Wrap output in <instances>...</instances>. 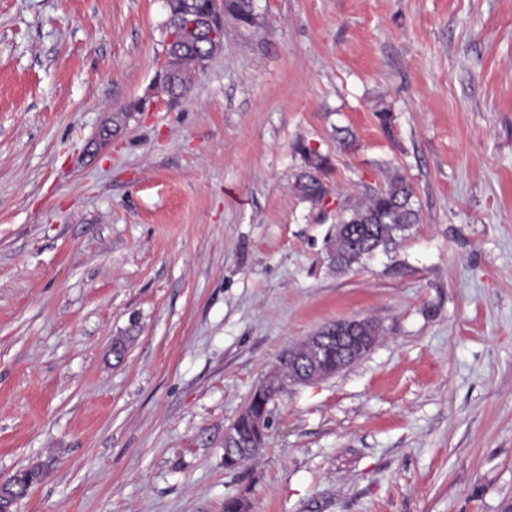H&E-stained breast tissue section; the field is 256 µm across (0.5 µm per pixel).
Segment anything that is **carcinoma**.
Segmentation results:
<instances>
[{
	"instance_id": "cac0c4a2",
	"label": "carcinoma",
	"mask_w": 512,
	"mask_h": 512,
	"mask_svg": "<svg viewBox=\"0 0 512 512\" xmlns=\"http://www.w3.org/2000/svg\"><path fill=\"white\" fill-rule=\"evenodd\" d=\"M228 13L243 28L260 26L252 0H230ZM202 45L203 37L195 34L185 35L179 44L177 65L180 74L176 81L165 84L171 96L179 98L188 91ZM307 161L309 170L297 176L295 191L304 200L316 204L328 194L319 177L326 160L313 153L307 156ZM413 197L410 183L395 172L387 175L384 185L365 194L362 200L342 207L336 217L334 232L326 236L327 257L336 271H348L378 252L386 255L392 252L399 240L420 222V212ZM291 378L293 375L288 373L286 366L271 374L251 396L248 406L252 416L237 419L232 424V433L242 441L248 440L253 433L252 419H269L270 404L288 386ZM257 452L256 448H226L224 467L235 468ZM40 476L38 465L18 471L13 477L12 495L18 499L24 497Z\"/></svg>"
}]
</instances>
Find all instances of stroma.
<instances>
[{
	"instance_id": "stroma-1",
	"label": "stroma",
	"mask_w": 512,
	"mask_h": 512,
	"mask_svg": "<svg viewBox=\"0 0 512 512\" xmlns=\"http://www.w3.org/2000/svg\"><path fill=\"white\" fill-rule=\"evenodd\" d=\"M255 6L174 100L166 0H0V480L45 466L16 512H512V0ZM393 171L420 223L336 272ZM351 318L374 347L225 468L282 351ZM307 161L310 170L297 176L294 188L304 200L316 204L328 194L326 185L317 175L325 169L326 160L316 153H309Z\"/></svg>"
}]
</instances>
